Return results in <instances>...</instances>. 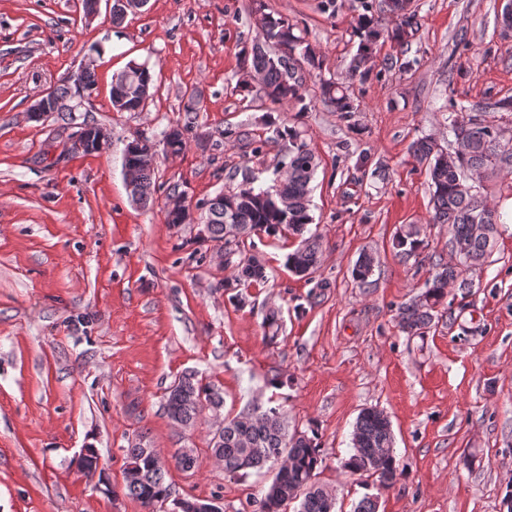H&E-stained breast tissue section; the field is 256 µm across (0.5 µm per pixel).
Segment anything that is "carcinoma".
<instances>
[{
    "label": "carcinoma",
    "instance_id": "obj_1",
    "mask_svg": "<svg viewBox=\"0 0 512 512\" xmlns=\"http://www.w3.org/2000/svg\"><path fill=\"white\" fill-rule=\"evenodd\" d=\"M362 12L354 17L353 36L358 38L357 50L349 70L366 80L371 74L367 63L373 58L381 41L402 45L417 25L415 15L400 24L386 28L372 14L373 5L360 0ZM260 38L251 48V69L263 74L264 96L277 104H292L298 111L311 108L306 100L307 80L316 76L321 101L337 113L339 120L351 123L357 106L348 87L332 79L321 77L322 60L319 53L306 42L304 36L294 33L293 25L282 18L264 14L259 19ZM153 74L145 64L133 63L112 79V105L121 102L126 111L141 109L143 95L150 93ZM453 146L447 150L427 137L414 141L409 148L415 161L425 167L432 188L431 207L433 224H446L451 231V245L463 242L465 257L458 263L435 264L431 279L421 297L401 307V327L410 336H423L430 328L434 312L448 294V285L461 289L469 287L463 278L466 269L487 262L493 252L498 225L503 216L487 205L476 186L468 183V174L485 171L512 170V145L501 142L498 128L470 118L451 117L448 125ZM273 133L292 143L288 153L291 175L284 183V191L291 201L288 212H281L275 200L267 197L269 190L242 185L236 190L218 195L207 202L205 223L199 237L216 244L240 246L244 239L257 231L276 234L286 227L300 239L299 246L287 257L290 270L302 276L315 272L320 263L321 237L310 231L309 184L317 170L315 154L300 142L298 126L283 122L274 126ZM423 245L420 234L408 230L398 234L393 246L398 253L411 257ZM375 267V258L362 254L352 269V277L359 284L367 282ZM265 279L263 267L252 259H241L237 264L234 282L226 288L245 282ZM224 404L221 393L186 373L169 387L165 410L177 424L190 427L199 419L203 409L219 411ZM212 456L224 463L229 474L260 471L278 458L291 461V467L276 473L279 489L275 496L278 509L292 500H299L298 512H335L336 498L325 487L316 483L323 457L316 432L288 433L282 413L277 408L260 406L224 419L209 441ZM153 451L139 443L125 450L123 482L125 494L138 500L146 512H157L172 492L165 483L162 463L152 457ZM343 468L353 474L368 476L381 487L393 485L400 475L394 450L392 424L383 411L369 407L361 410L353 424L351 446L343 461Z\"/></svg>",
    "mask_w": 512,
    "mask_h": 512
}]
</instances>
